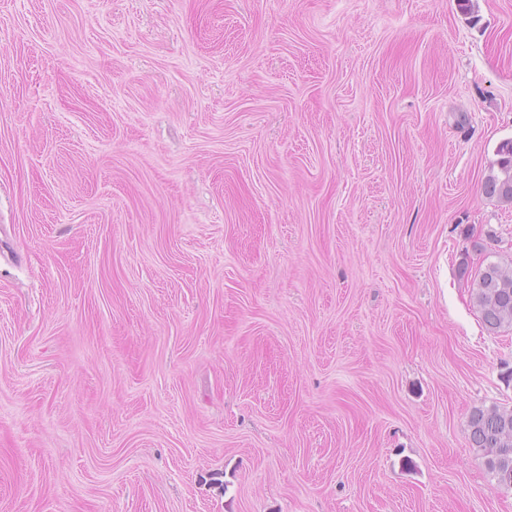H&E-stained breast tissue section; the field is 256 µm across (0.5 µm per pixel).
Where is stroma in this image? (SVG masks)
Returning <instances> with one entry per match:
<instances>
[{
	"mask_svg": "<svg viewBox=\"0 0 512 512\" xmlns=\"http://www.w3.org/2000/svg\"><path fill=\"white\" fill-rule=\"evenodd\" d=\"M512 0H0V512H512ZM496 156L483 178V191L490 198L512 203V140L501 142ZM470 287L472 302L488 332L512 328V269L487 263L475 273ZM469 440L499 487L512 480V409L476 407L468 418Z\"/></svg>",
	"mask_w": 512,
	"mask_h": 512,
	"instance_id": "1",
	"label": "stroma"
}]
</instances>
